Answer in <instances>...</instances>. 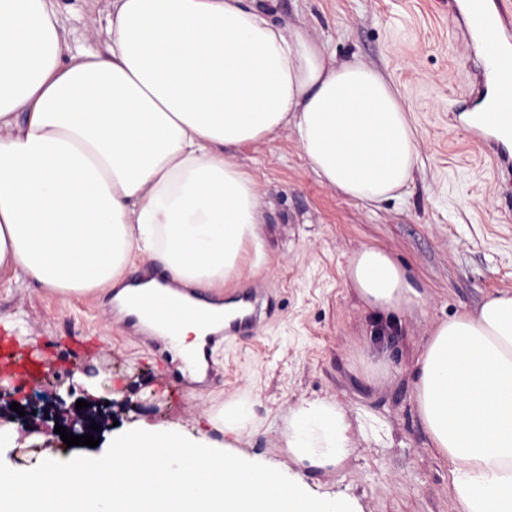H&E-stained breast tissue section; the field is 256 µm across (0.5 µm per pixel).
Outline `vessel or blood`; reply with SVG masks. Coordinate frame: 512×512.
I'll return each instance as SVG.
<instances>
[{
	"label": "vessel or blood",
	"mask_w": 512,
	"mask_h": 512,
	"mask_svg": "<svg viewBox=\"0 0 512 512\" xmlns=\"http://www.w3.org/2000/svg\"><path fill=\"white\" fill-rule=\"evenodd\" d=\"M466 37L476 38L482 58L475 85L482 94L485 109L467 116L473 142L486 146L503 182L512 185V112L502 104L512 99V0H469ZM236 312L225 310L224 298L212 292H187L178 287L151 295L130 289L117 302L130 327L152 335H164L167 345L177 343L179 320L194 316L209 328L204 342L186 354L189 368L212 367L223 338L249 336L262 317L270 315L264 297L250 288L238 295ZM0 364L18 376H32L47 367L48 362L32 348L20 352L12 336H0Z\"/></svg>",
	"instance_id": "vessel-or-blood-1"
}]
</instances>
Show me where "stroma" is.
Returning <instances> with one entry per match:
<instances>
[{
	"label": "stroma",
	"instance_id": "35a3bbf8",
	"mask_svg": "<svg viewBox=\"0 0 512 512\" xmlns=\"http://www.w3.org/2000/svg\"><path fill=\"white\" fill-rule=\"evenodd\" d=\"M456 0H278L277 18L308 34L337 61L377 67L399 90L417 130L420 157L401 196L370 206L336 192L312 172L293 131L246 148L241 163L268 194L264 266L246 269L225 295L265 289L271 318L249 337L231 341L210 384L207 402L167 380L163 358L147 342L113 324L111 289L53 295L36 283H0V331L20 347L46 344L52 365L39 390L66 403L107 405L111 421L98 452L117 435L144 426L205 432L232 452L300 474L322 497L351 499L359 512H457L448 466L427 446L411 400L412 363L427 330L488 296L512 291V197L495 178L486 150L454 118L469 99L480 58L461 41ZM112 7L106 0H62L64 35L72 50L102 49ZM365 245L387 249L426 296L422 308L383 317L365 311L345 285L352 254ZM101 349L89 355L77 338ZM386 371L368 374V353ZM97 383L95 396L69 385L74 375ZM332 398L390 421L394 440L328 469L298 468L282 435L301 398ZM250 404L254 421L239 436L206 417L229 401Z\"/></svg>",
	"mask_w": 512,
	"mask_h": 512
}]
</instances>
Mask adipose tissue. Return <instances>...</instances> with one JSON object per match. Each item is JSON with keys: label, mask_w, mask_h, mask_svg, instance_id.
<instances>
[{"label": "adipose tissue", "mask_w": 512, "mask_h": 512, "mask_svg": "<svg viewBox=\"0 0 512 512\" xmlns=\"http://www.w3.org/2000/svg\"><path fill=\"white\" fill-rule=\"evenodd\" d=\"M58 0H0V275L53 294L117 287L135 262L190 288L258 266L266 194L239 151L293 130L328 187L396 197L419 156L401 95L336 62L260 0H112L102 54H71ZM346 283L371 310L418 304L391 254L364 246ZM412 403L458 512H512V293L434 324ZM387 447L391 425L303 399L284 444L305 467Z\"/></svg>", "instance_id": "ef3b65f1"}]
</instances>
